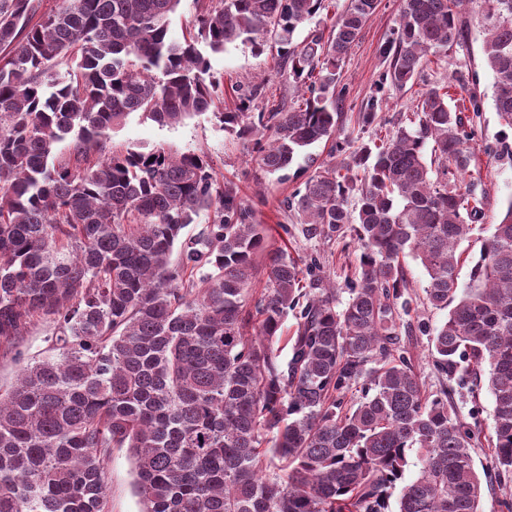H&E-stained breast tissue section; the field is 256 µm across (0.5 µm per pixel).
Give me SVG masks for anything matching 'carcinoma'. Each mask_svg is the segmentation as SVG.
I'll return each mask as SVG.
<instances>
[{"label": "carcinoma", "mask_w": 512, "mask_h": 512, "mask_svg": "<svg viewBox=\"0 0 512 512\" xmlns=\"http://www.w3.org/2000/svg\"><path fill=\"white\" fill-rule=\"evenodd\" d=\"M180 2L63 0L36 22L35 0H0V349L37 314L55 324L58 350L0 394V512H106L114 448L133 459L143 512H392L395 490L397 512H481L479 430L454 396L486 377L490 466L508 483L512 197L460 287L458 247L483 216L462 188L475 135L463 113L479 114L477 96L453 108L434 84L391 137L353 150L338 133L339 62L379 0H350L329 35L302 42L297 28L325 0H202L175 42ZM488 2L484 62L512 129V0ZM472 3L403 0L361 128L376 124L380 93L464 42ZM239 41L277 45L297 94L253 112L254 88L214 116L254 141L269 174L330 145L284 205L306 239L358 247L343 302L323 257L302 268L281 247L267 253V288L250 295L268 229L241 189L196 153L110 141L133 114L172 125L213 108L221 90L205 52ZM202 213L207 224L183 236ZM408 256L426 271L428 303L447 311L429 350L446 383L430 397L407 347L428 332L403 320L416 305Z\"/></svg>", "instance_id": "obj_1"}]
</instances>
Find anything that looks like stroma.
<instances>
[{"instance_id":"obj_1","label":"stroma","mask_w":512,"mask_h":512,"mask_svg":"<svg viewBox=\"0 0 512 512\" xmlns=\"http://www.w3.org/2000/svg\"><path fill=\"white\" fill-rule=\"evenodd\" d=\"M402 0H380L376 15L364 27L356 45L340 63L343 83L349 93L343 103V117L339 122L340 134L361 144L373 138V129H360L357 115L363 101L371 96L384 69L379 54L381 44L400 17ZM486 4L463 12L461 19L467 31L463 44L449 49L441 61L428 64L421 80L408 91L386 90L378 121L384 133H391L394 124L404 113L413 109L421 92L431 84L454 81L463 77L469 91L481 99L482 112L473 148L479 155V164L471 169L465 181L471 184L476 196L482 197L483 219L477 224L469 241L461 248L468 262L462 265L460 283L469 280L470 262L479 257L480 240L488 236L493 224L498 223L507 198L512 197V161L499 158L494 149L501 141L512 143V128L503 125L494 107V77L487 69L482 53L483 13ZM210 74L220 79L225 87L220 111L233 108L235 86H261L265 97H288L293 87L275 49L255 53L250 44H236L225 51L208 56ZM114 145L149 147L164 144L181 152H196L210 156L218 177L230 178L239 184L252 203L259 221L268 225L291 224L282 201L294 187L293 181H282L265 174L258 166L252 142L225 132L212 113H204L180 123L162 126L139 115H131L127 123L112 134ZM290 241H282L278 233H270L268 245L272 248L288 246L297 257L320 254L324 259V273L335 282H343L350 270V259L344 258L336 244H322L306 240L300 227L293 226ZM52 325L42 318H33L16 340L18 356L0 355V387L14 385L23 367L51 353ZM134 464L126 449L116 448L107 467L108 512H142L143 504L134 489Z\"/></svg>"}]
</instances>
